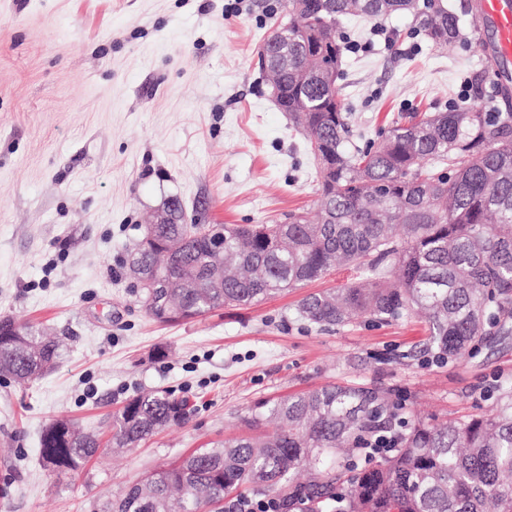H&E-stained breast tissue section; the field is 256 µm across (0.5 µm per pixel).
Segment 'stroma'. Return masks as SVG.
Returning a JSON list of instances; mask_svg holds the SVG:
<instances>
[{
	"label": "stroma",
	"instance_id": "1",
	"mask_svg": "<svg viewBox=\"0 0 512 512\" xmlns=\"http://www.w3.org/2000/svg\"><path fill=\"white\" fill-rule=\"evenodd\" d=\"M284 2L0 0V317L64 344L39 379L0 374V512H100L149 472L246 434L263 400L365 381L410 397L421 415L462 418L487 412L486 389L512 378V335L437 365L418 354L421 319L324 330L299 318L304 296L355 278L348 268L176 325L146 313L128 259L168 199L187 224H273L316 204L306 136L257 66ZM463 24V38L436 47L414 34L411 14L341 21L354 143L379 141L415 110L475 100L501 111L492 85H469L489 64L471 15ZM155 389L187 401L185 424L100 449L61 477L42 466L50 421L106 440L109 414Z\"/></svg>",
	"mask_w": 512,
	"mask_h": 512
}]
</instances>
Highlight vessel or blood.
<instances>
[{
  "label": "vessel or blood",
  "instance_id": "1",
  "mask_svg": "<svg viewBox=\"0 0 512 512\" xmlns=\"http://www.w3.org/2000/svg\"><path fill=\"white\" fill-rule=\"evenodd\" d=\"M473 19L481 34L479 52L489 59L500 85H512V10L505 0H477Z\"/></svg>",
  "mask_w": 512,
  "mask_h": 512
}]
</instances>
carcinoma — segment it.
Instances as JSON below:
<instances>
[{
	"instance_id": "obj_1",
	"label": "carcinoma",
	"mask_w": 512,
	"mask_h": 512,
	"mask_svg": "<svg viewBox=\"0 0 512 512\" xmlns=\"http://www.w3.org/2000/svg\"><path fill=\"white\" fill-rule=\"evenodd\" d=\"M420 27L441 46L462 19L426 0ZM288 21L259 50L288 47V69L270 74L277 104L307 135L319 162L315 217L279 224H181L173 205L131 263L169 273L173 308L143 294L148 314L175 324L246 305L352 266L359 279L311 293L302 318L320 326L382 324L423 314L420 350L438 364L475 356L487 336L512 335V93L506 112L476 103L411 112L377 144L349 145L339 94L343 53L336 24L419 10L418 0H286ZM61 344L37 325L0 319V373L19 382L60 362ZM489 415L428 422L408 398L367 382L325 385L259 403L245 420L254 438L197 448L129 485L103 512H217L251 489L278 512H512V380L493 386ZM187 402L168 390L140 393L112 415L116 448H134L184 421ZM101 448L65 418L48 423L39 455L47 469L75 470Z\"/></svg>"
}]
</instances>
